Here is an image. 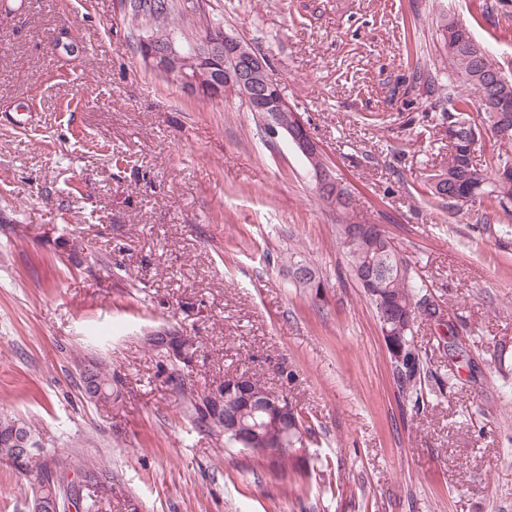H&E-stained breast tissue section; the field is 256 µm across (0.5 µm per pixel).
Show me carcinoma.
Returning a JSON list of instances; mask_svg holds the SVG:
<instances>
[{"label":"carcinoma","instance_id":"cac0c4a2","mask_svg":"<svg viewBox=\"0 0 512 512\" xmlns=\"http://www.w3.org/2000/svg\"><path fill=\"white\" fill-rule=\"evenodd\" d=\"M199 9L196 16L189 20L183 12L182 0H169L166 13L152 14L143 20L147 31L160 37L172 33L179 35V41L188 44L199 34H209L223 25V21L214 15L209 0ZM444 48L448 57V84L435 83L428 71L422 68L421 57L411 49L406 51V64L410 66L417 79L426 84L431 97V108L440 110L441 124L448 137V158L439 167L423 173V182L428 195L448 207L450 211H461L457 200H465L468 207L478 206L499 213L503 221V232L512 229V154L499 151L491 155L485 164L474 162V154L484 135L490 133L505 145L512 144V79L504 72L499 62L488 50L473 40L469 30L458 20L443 16L440 21ZM464 85L473 91L474 98L461 95L457 87ZM348 192L339 185L335 205L330 210L337 212V238L343 249L355 280L365 291V296L375 310L377 320H382L380 305H390L398 311H409V318L402 339L406 350L407 363L402 366L390 365L391 379L402 402L411 405L415 413L424 407L421 390L422 380L427 376L426 360L415 340V327L418 321L437 323L439 305L429 308L422 304L427 294L426 285L401 255L397 248L389 243L374 246L370 239H348L344 235L345 227L355 223L352 204L342 200ZM375 267L382 273L378 282L379 296L368 293V286L360 281L359 273L369 267ZM160 366L169 370L167 384L177 393L184 409L194 426L203 432L224 435V441L240 448L242 444L232 440V434L223 433L216 428L213 413L233 410L231 395L224 394V382L213 385L210 395L199 400L194 394H186L183 377L185 365L172 358L167 351L153 349ZM80 371V390L88 403L110 401L119 396L117 376L101 361L88 364L78 363ZM249 423L258 425L254 432L253 447L268 448L278 437L279 428L263 414ZM288 430V447L275 448L267 455L269 463L279 464L286 455L296 448L305 447L306 433L299 413L282 424ZM28 439L32 453L23 458V470L31 474L30 483L36 492L32 493L31 503L41 501L44 512H53L59 506L60 512H67L66 502H71L83 512H99L98 498L112 493V488L104 487L102 480L114 481L112 469L96 462L79 464L67 463V460H55L53 465L34 464L33 459L45 448L38 429L16 416L0 414V444L10 439L12 434Z\"/></svg>","mask_w":512,"mask_h":512}]
</instances>
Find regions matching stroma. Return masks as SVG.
<instances>
[{"label": "stroma", "instance_id": "stroma-1", "mask_svg": "<svg viewBox=\"0 0 512 512\" xmlns=\"http://www.w3.org/2000/svg\"><path fill=\"white\" fill-rule=\"evenodd\" d=\"M483 2L211 0L460 331L457 354L419 325L417 414L285 138L156 76L121 0H0V111L38 109L0 120V412L40 428L42 461L111 466L107 512H512V234L425 194L445 146L405 65L413 42L447 79L448 13L512 74V0ZM292 253L321 287L289 285ZM162 328L199 341L196 391L246 370L287 395L312 435L284 470L194 428L145 342ZM92 357L118 399H82Z\"/></svg>", "mask_w": 512, "mask_h": 512}]
</instances>
